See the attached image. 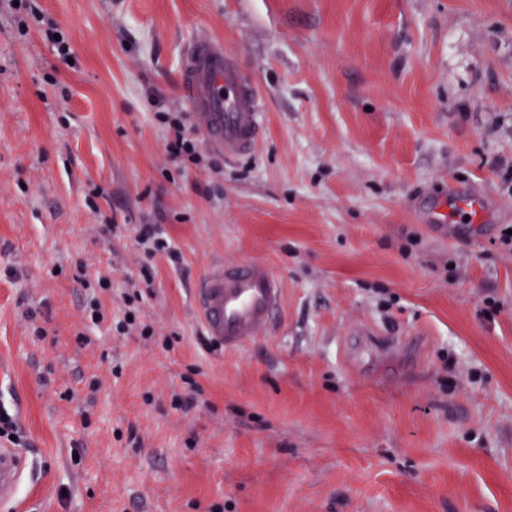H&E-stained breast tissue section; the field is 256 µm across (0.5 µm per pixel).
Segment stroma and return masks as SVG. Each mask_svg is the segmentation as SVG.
<instances>
[{"mask_svg": "<svg viewBox=\"0 0 512 512\" xmlns=\"http://www.w3.org/2000/svg\"><path fill=\"white\" fill-rule=\"evenodd\" d=\"M200 35L260 90L251 154L178 91ZM509 228L512 0H0V512H512ZM253 260L283 305L227 352L196 290ZM169 151L173 156H187L192 162H199L200 154L194 141L188 138L181 127H178L176 138L169 144ZM156 234L153 224H144L139 231V241L141 244L149 245L147 252L150 255H153L155 252H164L171 262L178 264L180 262L178 252L171 249L168 242L156 236ZM22 465L20 458L11 450H1L0 454V501L13 500L21 479Z\"/></svg>", "mask_w": 512, "mask_h": 512, "instance_id": "35a3bbf8", "label": "stroma"}]
</instances>
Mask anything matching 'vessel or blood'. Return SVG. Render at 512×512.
Instances as JSON below:
<instances>
[{"mask_svg": "<svg viewBox=\"0 0 512 512\" xmlns=\"http://www.w3.org/2000/svg\"><path fill=\"white\" fill-rule=\"evenodd\" d=\"M181 78L182 94L210 146L230 157L255 149L261 130L259 91L223 42L196 38L183 59ZM197 293L208 335L228 351L264 335L284 296L281 279L262 261L214 264ZM21 472L14 451L0 452L1 502L16 497Z\"/></svg>", "mask_w": 512, "mask_h": 512, "instance_id": "b4317fda", "label": "vessel or blood"}]
</instances>
